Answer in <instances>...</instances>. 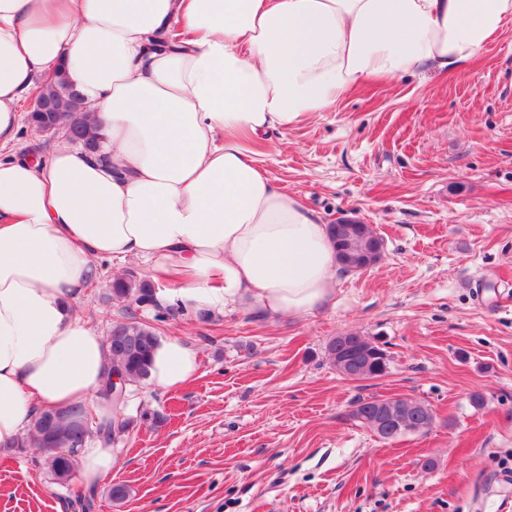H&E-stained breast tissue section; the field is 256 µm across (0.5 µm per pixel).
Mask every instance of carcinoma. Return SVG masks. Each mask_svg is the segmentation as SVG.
Wrapping results in <instances>:
<instances>
[{
    "mask_svg": "<svg viewBox=\"0 0 512 512\" xmlns=\"http://www.w3.org/2000/svg\"><path fill=\"white\" fill-rule=\"evenodd\" d=\"M34 95L52 104V112H32L30 123L38 130L61 123L69 133L67 139L77 141L84 148H94L100 140V131L88 123L83 103L71 86L62 78L38 86ZM330 239L336 252L337 261L345 271H357L360 266L349 262L339 248L340 237L352 240V253L356 256L370 255L375 261L382 259L384 241L370 224H330ZM112 299L143 307L156 303L154 283L129 272L115 275L109 284ZM158 343L156 328L134 318L112 328L106 339L108 363L105 381L99 397L112 403L113 416L98 421L83 404H76L55 415L53 432H47L43 424L45 414H39L28 433L8 444L10 448H39L45 455L42 466L56 484L64 487L74 478L76 461L50 449L70 448L72 452L96 439L116 445L129 434L134 419L125 417L122 409L127 397L117 400L112 397V377L121 381L123 389L134 384H143L150 378L151 358ZM326 359L336 370L343 373L349 369L359 379H377L389 373L390 358L384 344L358 333H347L334 337L325 348ZM377 399H360L351 410L353 420L373 432H378ZM384 406L389 414L390 433L380 435L383 440H394L411 432L429 430L435 422L432 408L418 399L386 398ZM76 512H93L96 508L95 488L81 493L71 501Z\"/></svg>",
    "mask_w": 512,
    "mask_h": 512,
    "instance_id": "obj_1",
    "label": "carcinoma"
}]
</instances>
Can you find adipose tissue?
Instances as JSON below:
<instances>
[{
    "label": "adipose tissue",
    "instance_id": "obj_1",
    "mask_svg": "<svg viewBox=\"0 0 512 512\" xmlns=\"http://www.w3.org/2000/svg\"><path fill=\"white\" fill-rule=\"evenodd\" d=\"M181 25L165 47L155 36ZM512 25V0H0V443L41 411L98 419L106 344L75 311L94 259L172 281L165 304L272 315L329 305L337 271L320 215L270 179L249 141L352 90L427 69L466 72ZM62 74L101 132L96 150L17 147L22 104ZM198 354L160 340L149 383L191 381ZM86 485L116 457L77 456Z\"/></svg>",
    "mask_w": 512,
    "mask_h": 512
}]
</instances>
